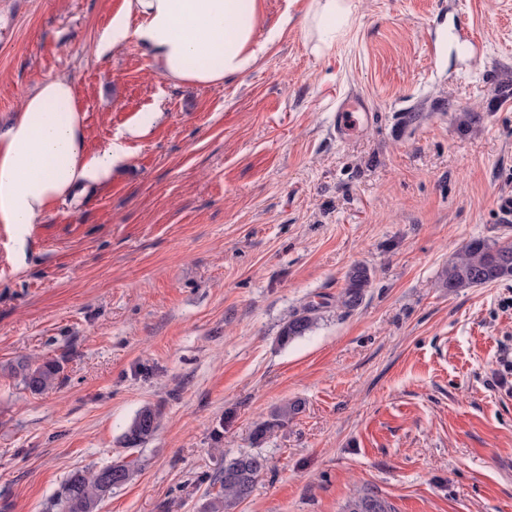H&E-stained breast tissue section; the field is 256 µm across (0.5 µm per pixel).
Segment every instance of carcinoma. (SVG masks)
Wrapping results in <instances>:
<instances>
[{
  "label": "carcinoma",
  "instance_id": "cac0c4a2",
  "mask_svg": "<svg viewBox=\"0 0 512 512\" xmlns=\"http://www.w3.org/2000/svg\"><path fill=\"white\" fill-rule=\"evenodd\" d=\"M510 278L512 243L491 244L483 239H473L465 245L456 260L448 265L443 287L450 292H456L462 288L490 285ZM370 284V269L363 264L353 266L345 275L344 288L338 297V303L350 310L359 307ZM319 319L318 307H303L283 323L278 341L286 345L306 335L317 325ZM60 370L61 366L56 360L42 363L22 360L10 366L11 373L19 378L23 389L33 394H43L53 389ZM301 411L302 404L299 402L284 404L272 413L271 420L255 428V438H262L268 430L284 424ZM158 425V411L151 406L143 407L124 432L126 444L136 447L145 443L154 435ZM265 467L266 460L258 453H241L224 461L215 477L219 490L206 500L201 512H230L235 505L251 496L256 480ZM109 470L122 472L126 481L133 473L130 462H111L75 472L66 481L53 508L56 512H98L101 501L112 494V486L103 480ZM346 512H395V508L378 494L364 489L349 503Z\"/></svg>",
  "mask_w": 512,
  "mask_h": 512
}]
</instances>
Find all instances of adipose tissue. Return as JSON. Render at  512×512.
I'll list each match as a JSON object with an SVG mask.
<instances>
[{
    "mask_svg": "<svg viewBox=\"0 0 512 512\" xmlns=\"http://www.w3.org/2000/svg\"><path fill=\"white\" fill-rule=\"evenodd\" d=\"M258 14V0H125L101 31L97 51L107 54L132 38L152 49L167 79L215 84L251 70L263 54ZM148 131L137 121L88 152L72 82L41 81L0 131V223L24 234L56 200L110 181L129 159V141Z\"/></svg>",
    "mask_w": 512,
    "mask_h": 512,
    "instance_id": "1",
    "label": "adipose tissue"
}]
</instances>
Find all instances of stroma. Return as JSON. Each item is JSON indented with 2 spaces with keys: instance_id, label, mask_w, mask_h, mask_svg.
Masks as SVG:
<instances>
[{
  "instance_id": "1",
  "label": "stroma",
  "mask_w": 512,
  "mask_h": 512,
  "mask_svg": "<svg viewBox=\"0 0 512 512\" xmlns=\"http://www.w3.org/2000/svg\"><path fill=\"white\" fill-rule=\"evenodd\" d=\"M260 4L256 68L203 86L132 39L89 51L124 0H0L1 125L55 76L87 151L151 122L111 182L0 248V512H52L71 474L116 461L133 474L99 512H200L242 452L267 466L232 512H344L360 489L512 512V278L442 286L470 240H512V0H352L330 44L312 0ZM353 93L373 120L339 140ZM309 304L318 324L280 345ZM21 359L58 360L54 389L24 390ZM147 405L159 427L128 447ZM370 284V269L363 264L353 266L345 275L344 288L338 297V303L350 310L359 307ZM302 411L301 402L286 403L272 413L271 421H265L255 428V439L262 438L265 433L275 426L283 425L288 419Z\"/></svg>"
}]
</instances>
